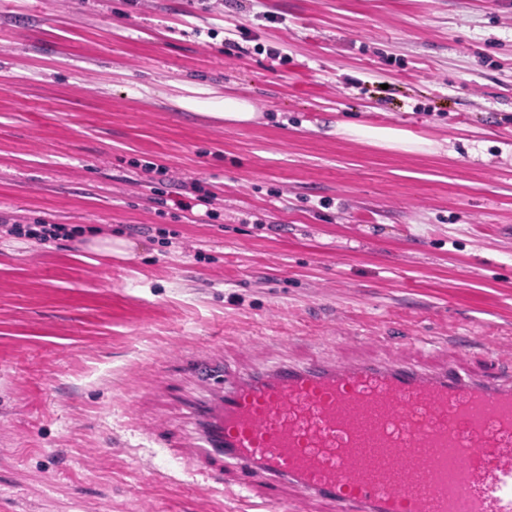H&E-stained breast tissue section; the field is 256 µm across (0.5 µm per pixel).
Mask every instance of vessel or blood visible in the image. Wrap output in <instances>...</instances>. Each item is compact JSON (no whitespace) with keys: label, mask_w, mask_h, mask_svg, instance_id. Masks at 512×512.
<instances>
[{"label":"vessel or blood","mask_w":512,"mask_h":512,"mask_svg":"<svg viewBox=\"0 0 512 512\" xmlns=\"http://www.w3.org/2000/svg\"><path fill=\"white\" fill-rule=\"evenodd\" d=\"M197 375L212 395L193 408L196 458L217 484L263 477L267 512H289L284 484L336 512H512L510 372L315 359L231 374L206 357Z\"/></svg>","instance_id":"obj_1"}]
</instances>
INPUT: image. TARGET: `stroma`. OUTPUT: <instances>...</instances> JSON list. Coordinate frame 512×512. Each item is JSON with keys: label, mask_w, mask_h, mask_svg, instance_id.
<instances>
[{"label": "stroma", "mask_w": 512, "mask_h": 512, "mask_svg": "<svg viewBox=\"0 0 512 512\" xmlns=\"http://www.w3.org/2000/svg\"><path fill=\"white\" fill-rule=\"evenodd\" d=\"M4 219L83 233L0 239V512H244L185 467L198 356L481 373L512 345V0H0ZM215 117L224 119L227 125H248L257 120L258 112L250 101L235 95H225L224 112H216ZM336 134L359 138L367 143L395 152H438L441 145L437 142L412 135L411 133L387 125H351L336 122ZM192 189L193 193H196L191 197L192 202H181L180 207L191 211H193L194 208H198L199 215L205 218L202 219L205 221L203 223H209L210 220L219 218V212L213 208L214 201L216 200L215 193L202 190L195 184H193Z\"/></svg>", "instance_id": "35a3bbf8"}]
</instances>
